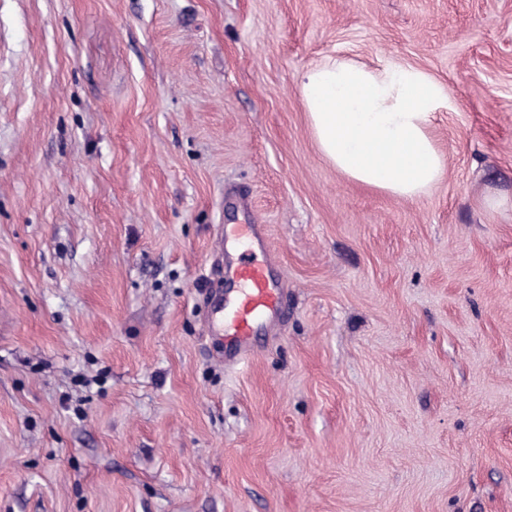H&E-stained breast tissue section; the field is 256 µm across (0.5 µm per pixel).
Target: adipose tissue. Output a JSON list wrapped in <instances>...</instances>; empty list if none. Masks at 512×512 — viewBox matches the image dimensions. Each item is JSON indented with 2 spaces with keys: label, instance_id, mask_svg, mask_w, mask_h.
I'll return each instance as SVG.
<instances>
[{
  "label": "adipose tissue",
  "instance_id": "1",
  "mask_svg": "<svg viewBox=\"0 0 512 512\" xmlns=\"http://www.w3.org/2000/svg\"><path fill=\"white\" fill-rule=\"evenodd\" d=\"M298 89L319 154L346 178L403 199L443 178L430 126L447 92L423 71L329 57L302 72Z\"/></svg>",
  "mask_w": 512,
  "mask_h": 512
}]
</instances>
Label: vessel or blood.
I'll return each mask as SVG.
<instances>
[{"label": "vessel or blood", "instance_id": "1", "mask_svg": "<svg viewBox=\"0 0 512 512\" xmlns=\"http://www.w3.org/2000/svg\"><path fill=\"white\" fill-rule=\"evenodd\" d=\"M227 197L243 221L225 225L219 243L233 248L234 243L241 242L245 248L239 252L233 248L225 263L224 275L232 287V298L227 301L215 297L208 327L223 336L227 362L243 364L253 353L256 336L268 331L271 321L281 316L287 288L271 274L275 256L264 226L250 219L247 194L231 191Z\"/></svg>", "mask_w": 512, "mask_h": 512}]
</instances>
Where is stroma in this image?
Returning <instances> with one entry per match:
<instances>
[{
  "mask_svg": "<svg viewBox=\"0 0 512 512\" xmlns=\"http://www.w3.org/2000/svg\"><path fill=\"white\" fill-rule=\"evenodd\" d=\"M447 90L430 193L318 153L326 57ZM247 191L288 283L207 300ZM512 0H0V512H512ZM226 198L242 214L244 222L224 225V236H220L218 243L223 253L224 245L233 252L224 267L233 295L227 303L223 294L214 298L208 327L215 334L224 335L226 361L244 364L253 354L255 336L268 332L271 320L281 316L287 288L271 274L275 256L264 226L252 223L248 195L231 191ZM235 241L241 247L245 241L247 248L238 252Z\"/></svg>",
  "mask_w": 512,
  "mask_h": 512,
  "instance_id": "obj_1",
  "label": "stroma"
}]
</instances>
